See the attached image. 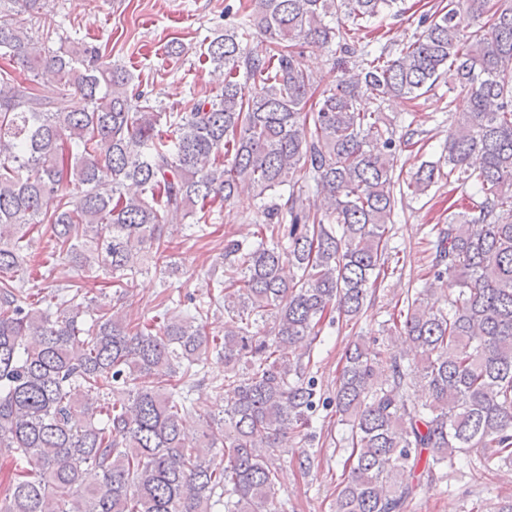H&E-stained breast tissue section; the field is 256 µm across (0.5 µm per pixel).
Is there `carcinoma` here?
Masks as SVG:
<instances>
[{"label": "carcinoma", "mask_w": 512, "mask_h": 512, "mask_svg": "<svg viewBox=\"0 0 512 512\" xmlns=\"http://www.w3.org/2000/svg\"><path fill=\"white\" fill-rule=\"evenodd\" d=\"M397 2L255 0L206 45L221 92L169 112L100 46L48 48L37 26L48 0H0V59L60 89L47 100L0 69V449L13 463L0 512H286L277 463L290 436L315 441L314 416L331 404L350 429L331 512H406L422 485L470 465L472 448L485 471L512 466V222L501 217L512 211V5L466 35L465 17L489 0H448L396 49L362 44ZM256 29L261 55L242 48ZM332 44L359 65L321 89L295 56ZM445 79L468 108L443 159L402 184L395 154L423 132L397 134L381 106ZM364 95L374 110L358 107ZM443 180L480 201L428 233L424 283L388 327L410 353L358 335L323 396L310 372L323 319L358 324L392 257L397 205ZM245 191L259 242L224 236L227 279L209 300L165 289L159 317L136 323L82 288L104 273L127 291L171 258V220L192 217L203 234L214 204ZM38 224L78 275L56 281L44 308L21 277ZM444 279L442 308L432 296ZM221 311L224 327L207 333ZM201 382L228 405L189 445L183 417ZM115 390L126 402H109Z\"/></svg>", "instance_id": "cac0c4a2"}]
</instances>
